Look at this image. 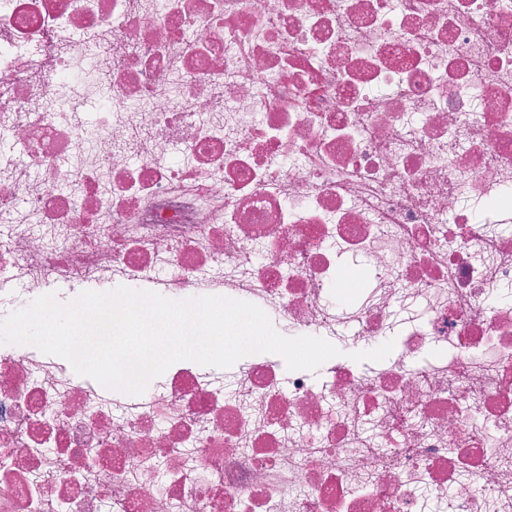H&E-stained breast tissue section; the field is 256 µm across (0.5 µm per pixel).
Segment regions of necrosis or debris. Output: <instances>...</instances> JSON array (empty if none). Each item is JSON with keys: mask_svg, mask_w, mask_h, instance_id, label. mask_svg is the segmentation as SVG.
<instances>
[{"mask_svg": "<svg viewBox=\"0 0 512 512\" xmlns=\"http://www.w3.org/2000/svg\"><path fill=\"white\" fill-rule=\"evenodd\" d=\"M0 136V300L220 295L394 342L319 385L245 356L236 396L183 360L130 403L4 345L0 512H421L422 484L512 512V304L487 302L512 285V0H0Z\"/></svg>", "mask_w": 512, "mask_h": 512, "instance_id": "4bbe7bcc", "label": "necrosis or debris"}]
</instances>
